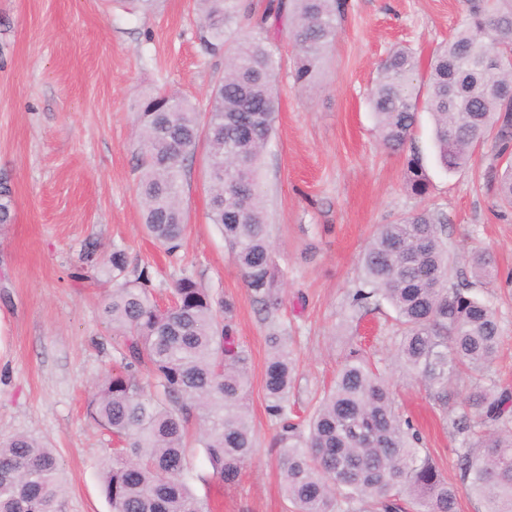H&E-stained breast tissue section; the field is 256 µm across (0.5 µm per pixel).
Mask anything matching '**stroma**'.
<instances>
[{
  "instance_id": "obj_1",
  "label": "stroma",
  "mask_w": 512,
  "mask_h": 512,
  "mask_svg": "<svg viewBox=\"0 0 512 512\" xmlns=\"http://www.w3.org/2000/svg\"><path fill=\"white\" fill-rule=\"evenodd\" d=\"M464 9L463 0H343L340 33L311 90L295 84L293 48L279 32L272 49L280 110L261 175L287 275L280 314L293 328L296 405L329 386L352 349H364L386 365L402 412L452 483L458 442L425 387L392 366L391 308L356 319L349 294L378 225L420 206L442 210L456 269L468 270L477 250L495 258L493 284L475 291L498 311L496 377L512 385V209L492 205L489 148L471 165L446 171L435 158L431 116L420 113L414 145L430 190L415 198L404 186V157L382 146L369 105L390 49L403 45L428 59ZM201 25L194 0H153L147 9L140 0H0V176L14 193V220L0 228V438L25 434L54 448L67 479L63 512H112L101 469L112 438L86 412L95 382L120 366L122 339L102 314L111 276L71 277L89 244L101 257L124 248L128 275L148 268L159 305L185 273L233 300L234 336L251 361L247 404L258 446L232 486L214 476L203 448L190 449V485L212 512L290 508L265 410L267 329L207 218L204 148L186 171L183 248L166 253L141 230L138 105L167 90L207 110L224 56L206 50Z\"/></svg>"
}]
</instances>
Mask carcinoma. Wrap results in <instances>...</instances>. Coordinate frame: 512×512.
<instances>
[{
    "mask_svg": "<svg viewBox=\"0 0 512 512\" xmlns=\"http://www.w3.org/2000/svg\"><path fill=\"white\" fill-rule=\"evenodd\" d=\"M210 51H224V76L209 91L208 112L175 94L140 104L136 138L143 172V228L169 251L184 245L182 205L187 162L207 145L211 223L220 227L267 328L266 412L276 425L285 497L294 512H459L467 496L478 512H512V388L492 367L501 329L495 308L473 291L491 278L494 260L477 251L470 281L446 243L447 215L427 207L377 227L360 258L349 307L358 315L386 302L395 314L396 360L429 392L448 419V390L461 374L470 390L451 419L461 436L460 483L446 480L423 437L395 404L390 384L359 349L309 414L290 405L295 359L290 326L279 315L284 273L276 261L260 171L279 96L269 21L289 23L295 82L314 84L338 35L340 0H269L260 15L246 0H196ZM466 16L430 60L425 90L419 60L393 49L381 63L369 102L382 144L401 151L413 140L420 107L432 118L438 160L452 172L492 142L488 178L499 203L512 206V0H465ZM404 184L416 198L430 182L415 147ZM13 191L0 179V225L13 220ZM125 249L113 247L100 267L118 281L104 306L124 337L122 370L96 383L89 417L121 444L103 463L112 512H208L186 477L187 448H205L214 474L235 484L257 445L244 405L248 352L231 332L234 303L192 275L177 279L172 304L159 308L148 269L125 279ZM64 486L53 451L27 435L0 441V512H62Z\"/></svg>",
    "mask_w": 512,
    "mask_h": 512,
    "instance_id": "obj_1",
    "label": "carcinoma"
}]
</instances>
